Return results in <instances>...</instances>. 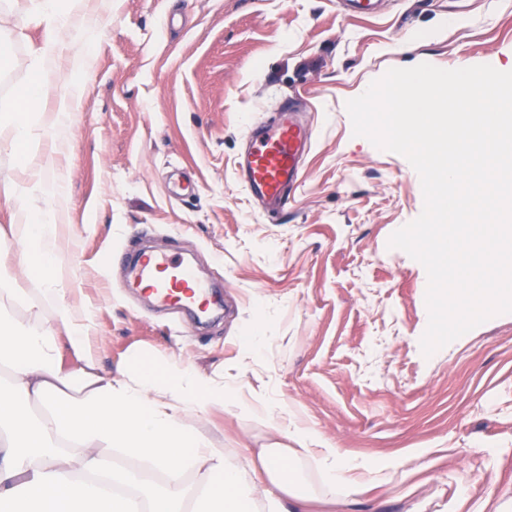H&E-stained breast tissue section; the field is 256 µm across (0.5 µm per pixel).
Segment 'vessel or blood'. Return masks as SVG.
Listing matches in <instances>:
<instances>
[{"label": "vessel or blood", "mask_w": 512, "mask_h": 512, "mask_svg": "<svg viewBox=\"0 0 512 512\" xmlns=\"http://www.w3.org/2000/svg\"><path fill=\"white\" fill-rule=\"evenodd\" d=\"M311 138V131L296 121L287 106L275 123L253 127L238 173L248 193L266 209L279 212L286 206L291 190L300 182L301 161ZM129 283L177 311L199 305L207 294L180 258L149 250L138 255Z\"/></svg>", "instance_id": "vessel-or-blood-1"}]
</instances>
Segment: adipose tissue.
<instances>
[{"mask_svg":"<svg viewBox=\"0 0 512 512\" xmlns=\"http://www.w3.org/2000/svg\"><path fill=\"white\" fill-rule=\"evenodd\" d=\"M42 93L37 82L20 102H0V125L11 129L18 166L30 176L55 166L28 114ZM17 215L15 238L54 301L55 324L45 326L37 308L10 317L7 303L24 291L0 274V367L11 374L0 389V512H307L300 463L309 458L331 502L393 478L395 466L344 456L312 430L286 428L275 403L264 419L287 429L291 447L273 444L255 454L225 447L190 420L236 406V398L180 361L159 368L135 355L120 377L100 371L89 313L74 298L79 284L58 261L57 225L24 203ZM65 344L79 367L64 366ZM156 473L165 478L158 492L150 489Z\"/></svg>","mask_w":512,"mask_h":512,"instance_id":"adipose-tissue-1","label":"adipose tissue"}]
</instances>
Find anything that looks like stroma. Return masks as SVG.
Masks as SVG:
<instances>
[{"label":"stroma","mask_w":512,"mask_h":512,"mask_svg":"<svg viewBox=\"0 0 512 512\" xmlns=\"http://www.w3.org/2000/svg\"><path fill=\"white\" fill-rule=\"evenodd\" d=\"M30 5L0 0V100L35 77L45 31ZM80 14L86 90L60 139L59 261L81 282L100 369L178 356L248 403L284 405L344 455L404 461L390 483L313 512H478L477 493L456 508L466 476L512 499V313L423 355L427 274L388 246L423 210L420 178L354 136L345 106L392 68L512 69V0H379L372 15L337 0H83ZM287 101L312 144L271 216L236 163ZM144 246L191 258L222 289L221 318L203 327L127 288ZM22 251L0 238L28 291L17 318L43 303ZM196 424L228 448L288 442L238 408ZM417 448L428 456L412 460Z\"/></svg>","instance_id":"obj_1"}]
</instances>
